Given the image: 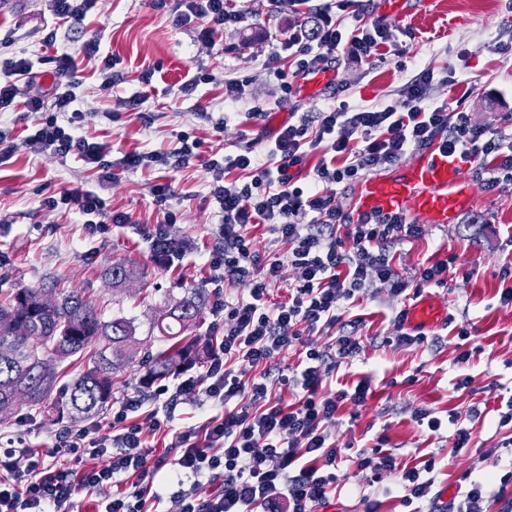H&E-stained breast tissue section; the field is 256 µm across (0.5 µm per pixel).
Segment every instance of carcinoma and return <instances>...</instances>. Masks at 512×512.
<instances>
[{
	"label": "carcinoma",
	"mask_w": 512,
	"mask_h": 512,
	"mask_svg": "<svg viewBox=\"0 0 512 512\" xmlns=\"http://www.w3.org/2000/svg\"><path fill=\"white\" fill-rule=\"evenodd\" d=\"M136 274L133 266H112V287ZM200 301L191 293L160 314L153 328L169 341L156 354L144 352L142 383L167 375L192 359ZM132 320H105L84 295L65 288H0V416L21 401L31 411L49 410L62 418H96L112 400V381L139 349ZM84 368L67 385L59 372L75 356Z\"/></svg>",
	"instance_id": "1"
}]
</instances>
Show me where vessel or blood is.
Masks as SVG:
<instances>
[{
    "label": "vessel or blood",
    "instance_id": "obj_1",
    "mask_svg": "<svg viewBox=\"0 0 512 512\" xmlns=\"http://www.w3.org/2000/svg\"><path fill=\"white\" fill-rule=\"evenodd\" d=\"M470 201L459 160L430 150L391 176L367 178L355 197L357 213L382 212L406 216L416 223L450 224ZM448 318V308L425 296L408 309L410 328L425 330Z\"/></svg>",
    "mask_w": 512,
    "mask_h": 512
}]
</instances>
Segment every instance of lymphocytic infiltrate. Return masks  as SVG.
I'll list each match as a JSON object with an SVG mask.
<instances>
[{"mask_svg": "<svg viewBox=\"0 0 512 512\" xmlns=\"http://www.w3.org/2000/svg\"><path fill=\"white\" fill-rule=\"evenodd\" d=\"M180 5L178 23L201 21L200 39L208 46L218 29L244 19L228 0H180ZM387 40L382 20L348 28L324 13L315 28L290 27L281 46L293 51L303 75L320 70L340 51L359 61L371 59ZM54 60L52 91L29 97L23 88L37 79L34 61H0V111L20 99L28 111L44 115L24 143L0 131V159L21 145L62 158L76 155L95 164L106 180L116 164L127 170L187 168L198 159L199 141L183 134L174 152L135 151L119 162L109 160L103 145L79 132L84 114L75 107L80 84L74 57L63 51ZM433 85L434 71L425 67L400 87L395 103L343 101L284 122L263 152L249 143L236 154L210 159V195L222 219L213 229L216 247L208 264L222 280L240 286L241 293L223 304L224 331L215 337L202 372L185 369L171 382L125 395L102 421L62 429L46 451L30 448L20 435L7 437L0 445V512H76L78 493H94L121 474L131 478V486L103 501L101 512H254L258 506L263 512H319L328 505L336 467L349 458L326 425L345 402L360 405L372 393L367 378L349 390H323L326 376L351 363L362 349L361 322L347 320V313L368 288L385 285L403 304L393 317L397 346L424 342L425 333L407 327L404 304L411 293L446 283L456 263L451 256L404 275L392 251L420 238L421 225L398 215L344 213L328 185L354 182L413 151L437 146L460 162L488 164L492 186L512 188V144L472 125L462 109L436 105ZM310 155L318 161L306 183L296 167ZM233 169L243 171L245 180H227ZM42 205L52 211L78 210L92 236L131 221L128 213L112 211L98 194L80 187L47 197ZM254 224L270 225L280 246L264 261L249 250L247 234ZM290 267L298 277L287 284V300L271 301V288L284 282ZM343 321L349 332L334 335ZM319 336L324 345H316ZM298 343L302 358L291 373L265 371L275 352ZM241 362L260 368V375L245 378L237 369ZM283 388L291 389V401L278 397ZM187 400L208 403L209 413L177 433L170 445L172 462L151 459L148 437L167 428L155 403L172 408ZM57 455L67 457V464H45V457ZM349 460L362 471L394 474L402 491L400 504L409 512H422V503L439 498L434 459L418 467L377 446L358 450ZM167 464L175 480L190 485L166 501L154 491L153 481Z\"/></svg>", "mask_w": 512, "mask_h": 512, "instance_id": "obj_1", "label": "lymphocytic infiltrate"}]
</instances>
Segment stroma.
<instances>
[{
  "label": "stroma",
  "mask_w": 512,
  "mask_h": 512,
  "mask_svg": "<svg viewBox=\"0 0 512 512\" xmlns=\"http://www.w3.org/2000/svg\"><path fill=\"white\" fill-rule=\"evenodd\" d=\"M245 12L243 22L217 32L214 46L199 39V25H177L176 4L167 0H97L83 23L66 31L69 53L78 63L84 114L80 132L103 144L112 158L128 152H169L177 146L175 131L184 130L201 143L202 160L183 169L114 168L113 177L101 180L93 165L78 157L64 159L36 154L21 142L37 114L24 106L0 114V129L18 142L12 156L0 160V280L9 287L42 288L60 284L90 297L105 317L121 315L133 320L143 349L161 351L166 343L153 331V320L169 299L200 289L202 318L196 328L198 351H206L208 336L223 327L215 315L213 273L207 264L214 240L211 229L219 221L218 208L209 195L210 175L204 165L213 153H235L239 146L268 135L282 118L294 112H317L341 101H384L403 85L415 69L430 66L436 73L454 69L455 83L434 85L435 102L459 101L474 124L512 133V50L495 51L497 41L512 40V0H405L401 15L389 19L388 45L381 55L358 62L337 53L328 70L333 79L316 94L305 97L292 91L288 99L274 101L279 76H291L293 58L282 54L283 32L314 16L300 0H235ZM43 0H24L20 8H0V57H41L43 79L29 87V94L46 93L48 76L54 75V48L43 46ZM100 37L101 53L88 58L85 43ZM278 54V73L265 65ZM118 58L111 90L99 92L103 55ZM211 79L199 83L188 95L180 86L198 74ZM248 79L250 101L268 108V121L244 123L234 114L218 127L206 113L224 110V81ZM146 98L141 113L118 107L117 99L134 95ZM152 113L144 123L142 113ZM470 203L453 223L427 224L422 238L400 244L395 265L403 272L422 262L459 257L460 268L446 285L428 287V294L442 298L453 316L452 326L429 329L427 344L392 345L395 330L389 318L392 299L386 288L365 295L354 309L364 320L363 349L351 366L341 367L328 379L329 390L350 388L370 378L373 394L366 403L345 404L327 428L339 444L372 448L378 435L396 456L412 461L436 459V485L456 493L464 473L473 478L500 476L503 461L490 449L512 436L499 427L512 397V305L499 301L502 266L512 263V190L489 186L472 168H465ZM170 182L174 194L166 204H156L151 187ZM82 186L97 192L110 209L129 213L132 221L111 226L104 237L88 236L82 214L75 210L48 211L42 201L62 188ZM176 223H167L168 214ZM179 242L177 252L157 256V233ZM125 263L142 276L124 290L113 292L109 272ZM470 331L473 355L458 362L456 329ZM467 379L466 388L455 383ZM482 415L473 421V445L460 454L451 451L449 437L430 436L414 415L429 411L440 418L454 414L467 418L471 405ZM26 422L30 446H51L59 421L43 413L30 415L19 407L6 431ZM341 492L335 512H363L362 490L373 482L395 487L393 476L375 478L370 471L340 469Z\"/></svg>",
  "instance_id": "1"
}]
</instances>
